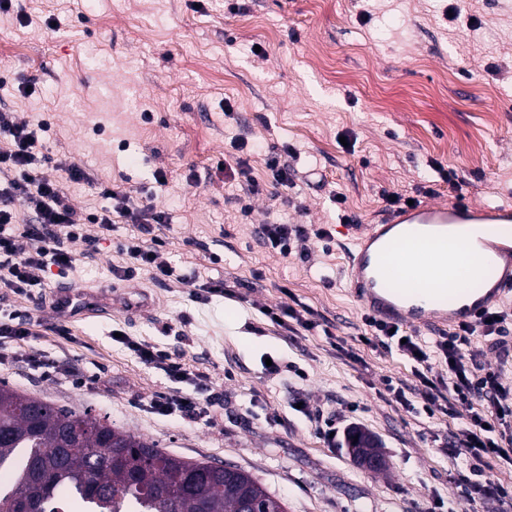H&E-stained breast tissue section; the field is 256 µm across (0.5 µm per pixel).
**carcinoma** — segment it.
Returning <instances> with one entry per match:
<instances>
[{
  "label": "carcinoma",
  "mask_w": 512,
  "mask_h": 512,
  "mask_svg": "<svg viewBox=\"0 0 512 512\" xmlns=\"http://www.w3.org/2000/svg\"><path fill=\"white\" fill-rule=\"evenodd\" d=\"M0 494L17 512H287L250 473H210L205 461L172 455L88 413L77 414L0 384Z\"/></svg>",
  "instance_id": "obj_1"
}]
</instances>
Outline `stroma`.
Returning a JSON list of instances; mask_svg holds the SVG:
<instances>
[{"label": "stroma", "mask_w": 512, "mask_h": 512, "mask_svg": "<svg viewBox=\"0 0 512 512\" xmlns=\"http://www.w3.org/2000/svg\"><path fill=\"white\" fill-rule=\"evenodd\" d=\"M20 5L30 24L0 15V111L49 123L45 175L86 168L88 182L66 186L75 206L99 209L100 187L110 184L164 210L169 222L156 233L175 273L113 280L118 244L140 235L134 224H113L94 255L75 244L69 283L138 288L149 308L115 303L69 322L67 340L44 304L59 276L43 274L30 298L0 289V317L27 313L36 323L27 352L101 378L79 387L18 363L0 369V383L106 418L171 454L237 466L288 512H498L459 497L441 452L465 415L439 414L423 429L388 395L385 379L414 383L408 360L365 346L351 361L323 333L288 331L261 310L298 305L336 336H360L364 313L346 282L354 235L384 216L382 190L418 196L435 180L433 164L455 171L466 200L512 202V0ZM22 77L34 93L18 91ZM287 148L297 154L294 186L274 200L266 159ZM251 180L261 194H249ZM287 220L332 239L312 240L303 260L283 255L260 230ZM208 280L223 281L226 295L197 301L195 286ZM116 330L207 375L209 422L151 413L148 400L169 382L113 341ZM321 417L374 435L384 469L356 463L341 434L319 433Z\"/></svg>", "instance_id": "1"}]
</instances>
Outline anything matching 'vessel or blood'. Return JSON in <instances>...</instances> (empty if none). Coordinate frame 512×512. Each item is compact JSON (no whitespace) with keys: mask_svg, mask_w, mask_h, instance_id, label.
Here are the masks:
<instances>
[{"mask_svg":"<svg viewBox=\"0 0 512 512\" xmlns=\"http://www.w3.org/2000/svg\"><path fill=\"white\" fill-rule=\"evenodd\" d=\"M470 223L511 224L512 206L423 201L358 232L350 255L347 283L361 309L389 324L433 325L443 329L474 323L492 309L502 289L512 288V238L485 242L495 274L483 287L473 290L461 287L447 297L436 288L415 290L391 284L393 278L402 274L417 279L433 277L439 267L433 257L406 254L398 230L411 235L444 237L449 227ZM54 302L63 319L77 318L110 304L109 298L96 297L91 289L74 284L57 288Z\"/></svg>","mask_w":512,"mask_h":512,"instance_id":"1","label":"vessel or blood"}]
</instances>
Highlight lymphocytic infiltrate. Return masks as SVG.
<instances>
[{"instance_id": "1", "label": "lymphocytic infiltrate", "mask_w": 512, "mask_h": 512, "mask_svg": "<svg viewBox=\"0 0 512 512\" xmlns=\"http://www.w3.org/2000/svg\"><path fill=\"white\" fill-rule=\"evenodd\" d=\"M0 175H7L6 187L0 188V288L19 296H31L39 286V273L51 270L59 276H68L75 268L76 257L72 245L84 240L89 253H96L101 240L109 236L115 218L141 225L150 232L152 225L167 223L164 211L152 206H138L131 195L117 187L102 186L100 194L106 206L88 213L76 208L65 191L66 183L88 181L85 170L70 166L65 179L44 176L40 170L42 159L36 152L39 142L37 129L15 122L10 113H0ZM22 199L30 213L26 223H18L11 209L15 199ZM98 228L96 235L85 234L86 225ZM266 244L281 253L299 258L308 255L311 238L326 239L327 229H312L306 224H267L262 228ZM166 242L152 235L150 241L131 239L119 251L125 255V265L112 269L118 280L134 272L146 270L154 279H165L174 273L173 267L163 259ZM512 320V309H492L484 313L477 325H461L430 343L404 336L402 330L375 317L365 316L370 332L361 336L362 344L379 343L385 348H396L418 366L417 384H398L393 393L397 401L421 399L427 415L441 412L456 413L458 407L467 410V424L455 435L446 448L450 459L465 458L470 462L466 474L459 480L481 496L512 507V487L486 477L484 466L494 460L512 467V386L504 384L500 368L512 362V341L505 337V324ZM487 337L486 349L472 345L474 333ZM146 367L165 375L171 386L158 393L148 403L152 413L177 416L189 422L209 421L210 412L206 377L184 363L181 357L158 345L130 336L120 339ZM494 352L500 363L499 370L488 369L484 361L486 352ZM448 365V379L441 382L430 379L428 372L433 362Z\"/></svg>"}]
</instances>
